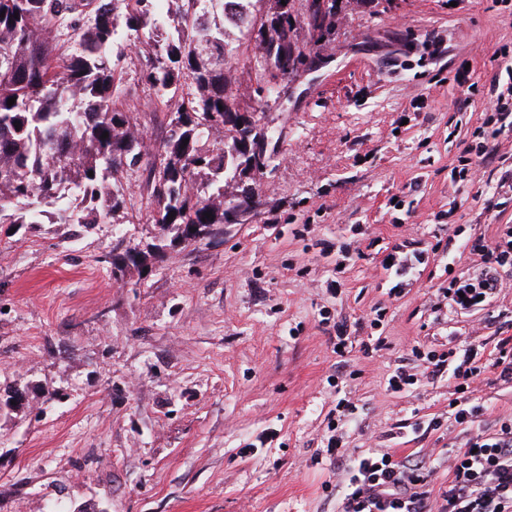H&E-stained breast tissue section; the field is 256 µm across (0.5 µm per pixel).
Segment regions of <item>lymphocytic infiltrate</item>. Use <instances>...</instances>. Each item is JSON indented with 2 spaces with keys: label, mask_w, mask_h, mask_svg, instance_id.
I'll return each instance as SVG.
<instances>
[{
  "label": "lymphocytic infiltrate",
  "mask_w": 512,
  "mask_h": 512,
  "mask_svg": "<svg viewBox=\"0 0 512 512\" xmlns=\"http://www.w3.org/2000/svg\"><path fill=\"white\" fill-rule=\"evenodd\" d=\"M506 95L498 96L494 112L477 133L481 140L465 145L463 165L452 168L453 182L475 183V169L496 154V139L512 130V68ZM470 254L480 257V270L469 277L453 278L441 295L449 308L472 311L484 308L503 289L499 274L512 265V225H501L490 241L475 240ZM424 376L448 374L455 389L465 393L487 371L497 380L512 382V338L501 340L491 358L474 344L424 353ZM348 465L341 479L345 486L341 512H512V423L485 429L448 451V488L432 496L429 485L435 473L424 457L394 458L393 454L348 450Z\"/></svg>",
  "instance_id": "1"
}]
</instances>
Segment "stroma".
I'll return each instance as SVG.
<instances>
[{
	"mask_svg": "<svg viewBox=\"0 0 512 512\" xmlns=\"http://www.w3.org/2000/svg\"><path fill=\"white\" fill-rule=\"evenodd\" d=\"M503 47L512 0H338L300 75L260 77L246 49L226 66L239 109L283 132L256 223L124 284L113 253L157 232L143 172L117 184L127 223L0 226V512H338L332 435L398 458L464 443L447 377L399 393L388 380L418 374L414 348L490 354L512 336L510 267L484 309L433 307L466 269L449 251L512 224V132L480 166L482 197L449 179L493 110ZM116 65L120 108L159 143L169 115L145 57L123 44ZM465 69L477 95L455 81ZM273 83L279 98L259 96ZM346 244L360 251L340 273ZM397 248L430 259L394 297L382 261ZM16 388L28 405L6 406ZM469 399L481 428L512 418V383L493 373ZM434 417L439 429L415 431Z\"/></svg>",
	"mask_w": 512,
	"mask_h": 512,
	"instance_id": "35a3bbf8",
	"label": "stroma"
}]
</instances>
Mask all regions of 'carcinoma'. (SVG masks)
I'll list each match as a JSON object with an SVG mask.
<instances>
[{"mask_svg": "<svg viewBox=\"0 0 512 512\" xmlns=\"http://www.w3.org/2000/svg\"><path fill=\"white\" fill-rule=\"evenodd\" d=\"M284 1L258 22L251 0H0V224H100L126 209L111 183L147 155L152 223L171 241H193L188 225L224 224V199L239 191L234 152L246 138L259 145L265 129L262 112L243 127L227 123L240 109L224 72L238 49L225 23L247 29L254 54L266 51L276 71L290 73L304 51ZM335 24L333 7L311 0L310 40ZM72 34L78 47L63 49ZM121 38L145 48L156 98L174 105L154 152L118 106Z\"/></svg>", "mask_w": 512, "mask_h": 512, "instance_id": "cac0c4a2", "label": "carcinoma"}]
</instances>
